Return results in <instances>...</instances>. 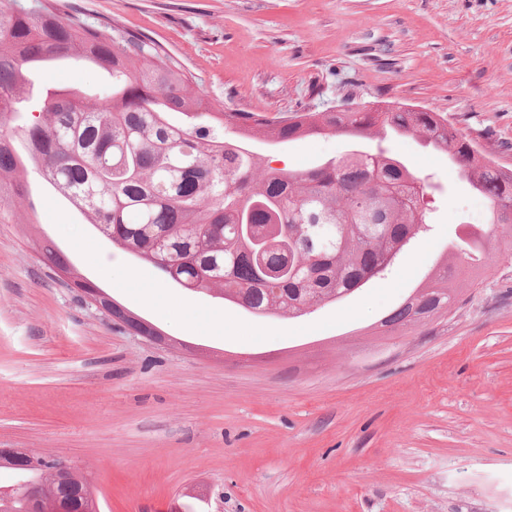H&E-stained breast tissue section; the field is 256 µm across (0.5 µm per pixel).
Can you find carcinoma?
I'll return each mask as SVG.
<instances>
[{
	"mask_svg": "<svg viewBox=\"0 0 512 512\" xmlns=\"http://www.w3.org/2000/svg\"><path fill=\"white\" fill-rule=\"evenodd\" d=\"M75 60L112 74V82L94 94L32 83L35 71ZM32 101L38 115L24 121ZM334 135L380 142L412 135L448 155L463 179L479 185L490 223L512 251V171L486 158L444 113L390 103L279 117L224 111L146 37L118 27L107 34L56 7L31 12L17 0L0 3V192L26 197L28 175L38 174L113 245L186 290L214 285L228 302L244 296L256 315L300 317L354 292L388 251L425 230L424 186L380 146L294 172L269 166L247 145ZM268 224L281 225L283 246L258 262L255 237ZM472 252L486 266L493 261L480 239L463 243L454 262L437 264L431 282L385 317L384 332L451 311L459 263ZM42 254L71 269L53 241L43 242ZM0 468L17 474L0 488V512H30L15 488L32 482L49 486L65 509L97 512L76 468L65 485L45 466L18 468L2 454Z\"/></svg>",
	"mask_w": 512,
	"mask_h": 512,
	"instance_id": "obj_1",
	"label": "carcinoma"
}]
</instances>
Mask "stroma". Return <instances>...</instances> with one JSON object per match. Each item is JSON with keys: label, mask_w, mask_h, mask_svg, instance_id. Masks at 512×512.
Masks as SVG:
<instances>
[{"label": "stroma", "mask_w": 512, "mask_h": 512, "mask_svg": "<svg viewBox=\"0 0 512 512\" xmlns=\"http://www.w3.org/2000/svg\"><path fill=\"white\" fill-rule=\"evenodd\" d=\"M162 45L218 108L283 116L385 100L447 114L512 169V0H66ZM38 86L98 91L94 69ZM259 150L301 172L365 149ZM386 149L432 185L431 229L382 275L297 318L189 292L101 237L51 188L0 200V448L79 467L100 512H512V256L402 336L379 325L487 202L417 139ZM160 331L138 335L40 259ZM43 256L59 270H72L71 265L67 257L60 252L55 243L52 240H45L42 246ZM73 281L77 288H82L83 291H89L95 288L94 292L90 295V300L99 308L103 309L100 299L106 297L105 293L101 289H97L94 284L86 281L84 278L76 275L73 270ZM104 310V309H103Z\"/></svg>", "instance_id": "obj_1"}]
</instances>
